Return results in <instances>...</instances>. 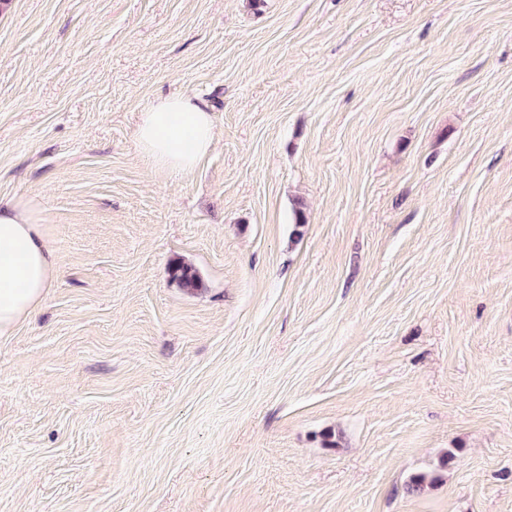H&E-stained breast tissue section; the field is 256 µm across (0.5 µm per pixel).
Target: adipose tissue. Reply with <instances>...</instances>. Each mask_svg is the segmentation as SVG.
<instances>
[{
	"instance_id": "obj_1",
	"label": "adipose tissue",
	"mask_w": 512,
	"mask_h": 512,
	"mask_svg": "<svg viewBox=\"0 0 512 512\" xmlns=\"http://www.w3.org/2000/svg\"><path fill=\"white\" fill-rule=\"evenodd\" d=\"M215 124L204 101L188 93L160 97L142 112L136 130L140 155L170 175L195 169L213 150ZM37 200L0 203V336L12 335L41 304L57 268L42 231Z\"/></svg>"
}]
</instances>
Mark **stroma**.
Wrapping results in <instances>:
<instances>
[{
    "mask_svg": "<svg viewBox=\"0 0 512 512\" xmlns=\"http://www.w3.org/2000/svg\"><path fill=\"white\" fill-rule=\"evenodd\" d=\"M182 90L218 142L168 175ZM22 197L0 512H512V0H11ZM215 139L209 106L189 93L158 98L142 112L136 130L140 155L170 175L195 169L211 153ZM34 198L0 202V336H10L41 304L57 268Z\"/></svg>",
    "mask_w": 512,
    "mask_h": 512,
    "instance_id": "35a3bbf8",
    "label": "stroma"
}]
</instances>
